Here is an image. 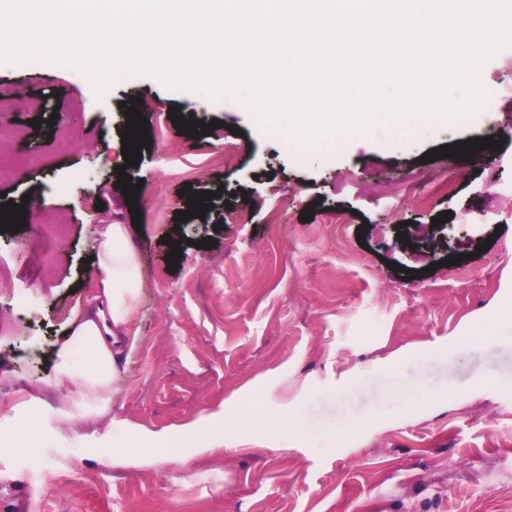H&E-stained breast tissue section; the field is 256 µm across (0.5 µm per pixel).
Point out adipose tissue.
I'll return each mask as SVG.
<instances>
[{
    "mask_svg": "<svg viewBox=\"0 0 512 512\" xmlns=\"http://www.w3.org/2000/svg\"><path fill=\"white\" fill-rule=\"evenodd\" d=\"M96 259L103 272L101 288L54 350V377L61 395L59 416L102 415L112 405L113 390L120 379V365L135 340L130 325L137 312L141 258L126 224L101 225L95 237ZM257 415L235 398H227L215 412L179 429L182 443L200 451L236 447L233 432L251 431ZM364 425L346 418L326 428H315L302 407L293 408L281 421L282 434L294 441L340 442L351 438ZM115 446L112 461L131 460L157 465L167 461L170 438L166 433L132 431L124 425L112 427Z\"/></svg>",
    "mask_w": 512,
    "mask_h": 512,
    "instance_id": "1",
    "label": "adipose tissue"
}]
</instances>
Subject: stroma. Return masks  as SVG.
<instances>
[{"instance_id":"35a3bbf8","label":"stroma","mask_w":512,"mask_h":512,"mask_svg":"<svg viewBox=\"0 0 512 512\" xmlns=\"http://www.w3.org/2000/svg\"><path fill=\"white\" fill-rule=\"evenodd\" d=\"M481 77L495 106L474 120L297 151L229 99L152 77L99 99L73 68L0 65L11 103L0 126L21 134L0 139V154L31 158L0 175V204L27 205L24 228L0 232V369L12 373L0 384V434L24 435L33 414L40 432L28 452L0 447V512L20 499L26 512H512V325L495 322L512 300V48ZM135 96L151 143L128 167L122 105ZM174 106L220 122V135L179 134ZM483 138L502 145L425 158ZM119 165L143 182L138 339L107 414L68 422L55 411L52 354L97 292V225L132 221ZM454 171L455 190L434 192ZM377 180L396 192L372 196ZM185 186L214 199L179 223ZM243 207L248 222L232 223ZM47 219L65 227L52 249ZM166 235L181 244L173 271ZM208 238L213 247H198ZM433 344L450 345L447 360L417 355ZM406 383L435 391L426 412L399 408ZM234 392L259 405L266 449L180 448L164 465L111 464L113 422L172 431ZM297 406L320 429L349 415L372 422L341 444L288 447L277 422Z\"/></svg>"}]
</instances>
